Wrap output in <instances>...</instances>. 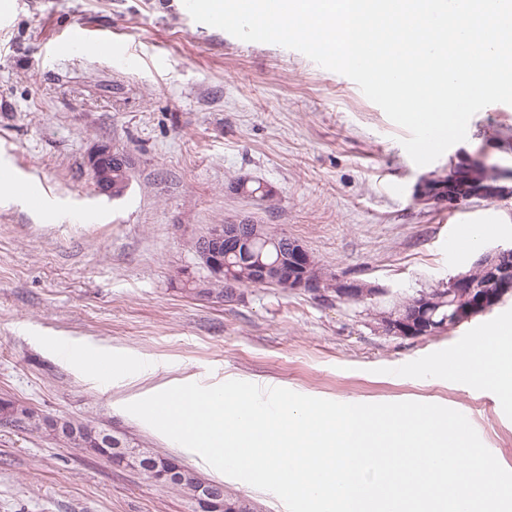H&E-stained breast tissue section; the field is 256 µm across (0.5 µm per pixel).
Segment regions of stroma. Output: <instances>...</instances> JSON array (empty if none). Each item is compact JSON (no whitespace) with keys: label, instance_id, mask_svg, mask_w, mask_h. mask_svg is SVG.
I'll use <instances>...</instances> for the list:
<instances>
[{"label":"stroma","instance_id":"35a3bbf8","mask_svg":"<svg viewBox=\"0 0 512 512\" xmlns=\"http://www.w3.org/2000/svg\"><path fill=\"white\" fill-rule=\"evenodd\" d=\"M116 42L57 57L75 28ZM393 123L350 78L299 51L195 22L181 0H13L0 17V176L49 196L44 209L0 193V398L88 420L178 457L248 512H286L125 410L171 386L229 380L336 402L435 403L465 414L512 470V397L449 373L468 344L512 325V296L441 335L391 336L378 315L467 271L449 250L457 224L512 244V197L448 206L422 183L462 163L512 169V111L491 104L465 141L419 166ZM128 156L130 186L99 193L87 156ZM272 187L265 201L237 180ZM264 224L300 241L327 278L369 285L342 300L249 287L233 301L187 292L206 277L195 241L210 225ZM119 362L109 383L56 344ZM185 495L110 465L47 431L0 424V512H193Z\"/></svg>","mask_w":512,"mask_h":512}]
</instances>
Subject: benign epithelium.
I'll return each mask as SVG.
<instances>
[{"instance_id": "1", "label": "benign epithelium", "mask_w": 512, "mask_h": 512, "mask_svg": "<svg viewBox=\"0 0 512 512\" xmlns=\"http://www.w3.org/2000/svg\"><path fill=\"white\" fill-rule=\"evenodd\" d=\"M88 166L98 191L111 199L116 198L112 188L114 175L128 176L129 159L114 153L107 144L98 145L88 156ZM469 173V182L457 188L447 183L430 180L421 189L420 196L427 200L446 201L453 205L472 199H504L512 197V187L503 185L509 175L503 173H472V164L458 167ZM271 238L264 226L254 225L244 234L238 224H213L207 234L195 243V250L203 265L210 272L208 282H222L229 297L236 296L233 289L234 266L232 256L247 252V265L251 279L258 284H274L289 290L318 291L330 288L342 299H358L373 293L362 283L327 282L309 251L298 241L285 237L274 262L263 260L257 242ZM512 295V247H497L483 252L472 267L449 279L444 288L421 292L407 301L406 311L383 316L382 325L389 334L405 337L437 336L455 328L496 306L507 295ZM99 446L108 449L106 456L118 466L140 469L155 466V472L168 483L182 484L186 470L170 460L154 462L135 448L123 445L121 438L105 432ZM196 512H239V504L224 500V494L215 485L196 482L193 488Z\"/></svg>"}]
</instances>
